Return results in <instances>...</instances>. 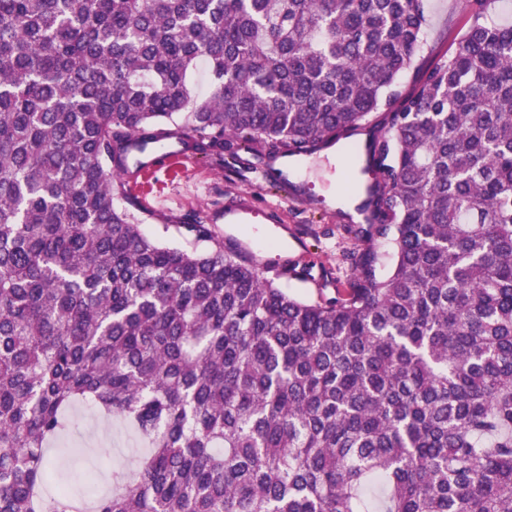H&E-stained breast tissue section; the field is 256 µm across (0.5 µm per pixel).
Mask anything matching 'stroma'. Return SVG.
Returning <instances> with one entry per match:
<instances>
[{
  "label": "stroma",
  "instance_id": "1",
  "mask_svg": "<svg viewBox=\"0 0 512 512\" xmlns=\"http://www.w3.org/2000/svg\"><path fill=\"white\" fill-rule=\"evenodd\" d=\"M428 18L420 64L437 61L462 29L465 18L458 0H425ZM299 182L287 179L262 149L193 154L172 168L150 171L131 169L123 182L132 198H147L153 207L136 211L142 233L162 243L194 250L184 230L194 220L211 225L217 238L240 240L262 266L294 264L309 268L305 277L280 280L289 295L317 300L327 277L345 281L350 274L343 253L361 249V241L346 228V218L336 206V183L342 168L335 148L306 158ZM247 201L259 213L251 224H228L224 213L238 201ZM79 423L49 452L57 458L56 481L76 497H83V477L100 471L99 488L107 492L113 466H135L145 448L121 420L104 416L79 404L72 410Z\"/></svg>",
  "mask_w": 512,
  "mask_h": 512
}]
</instances>
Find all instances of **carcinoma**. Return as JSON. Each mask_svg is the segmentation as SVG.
<instances>
[{
    "label": "carcinoma",
    "mask_w": 512,
    "mask_h": 512,
    "mask_svg": "<svg viewBox=\"0 0 512 512\" xmlns=\"http://www.w3.org/2000/svg\"><path fill=\"white\" fill-rule=\"evenodd\" d=\"M461 9L423 69L424 0H0V512H82L44 493L78 403L147 445L89 512H512V24ZM383 107L350 150L393 262L334 298L116 205L139 154L299 157Z\"/></svg>",
    "instance_id": "obj_1"
}]
</instances>
